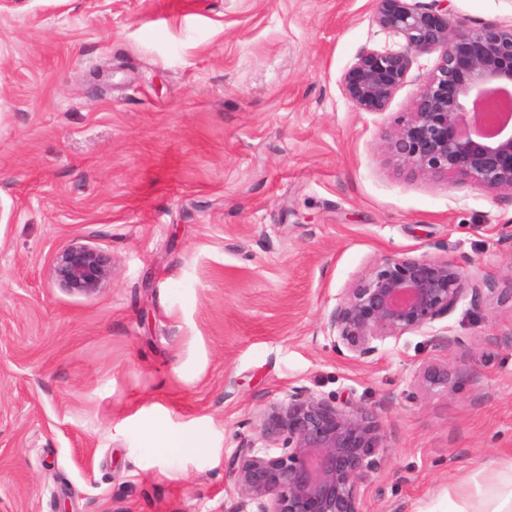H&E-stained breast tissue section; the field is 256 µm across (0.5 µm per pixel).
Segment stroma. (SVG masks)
<instances>
[{
    "mask_svg": "<svg viewBox=\"0 0 512 512\" xmlns=\"http://www.w3.org/2000/svg\"><path fill=\"white\" fill-rule=\"evenodd\" d=\"M388 41L372 0H0V512H234L232 457L298 388L381 413L364 512H448L512 461V307L362 359L324 332L390 255L512 283V194L401 178L384 148L435 55L384 112L344 95ZM76 237L112 257L92 297L48 277Z\"/></svg>",
    "mask_w": 512,
    "mask_h": 512,
    "instance_id": "obj_1",
    "label": "stroma"
}]
</instances>
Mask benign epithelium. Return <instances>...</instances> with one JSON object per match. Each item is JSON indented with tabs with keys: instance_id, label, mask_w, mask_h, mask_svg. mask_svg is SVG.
Returning <instances> with one entry per match:
<instances>
[{
	"instance_id": "7a95c632",
	"label": "benign epithelium",
	"mask_w": 512,
	"mask_h": 512,
	"mask_svg": "<svg viewBox=\"0 0 512 512\" xmlns=\"http://www.w3.org/2000/svg\"><path fill=\"white\" fill-rule=\"evenodd\" d=\"M374 2L377 24L395 42L359 55L345 75L344 94L357 108L384 111L412 60L437 54L412 110L383 135L398 175L511 193L512 22L472 24L439 0ZM49 276L70 294L96 295L111 284L112 257L75 238L54 252ZM485 291L512 303V287L478 281L452 259L388 256L340 298L324 331L365 358L377 343L426 330ZM282 439L285 448L273 454ZM384 443L375 407L295 390L268 412L257 441L236 452L237 512H363L372 456Z\"/></svg>"
}]
</instances>
